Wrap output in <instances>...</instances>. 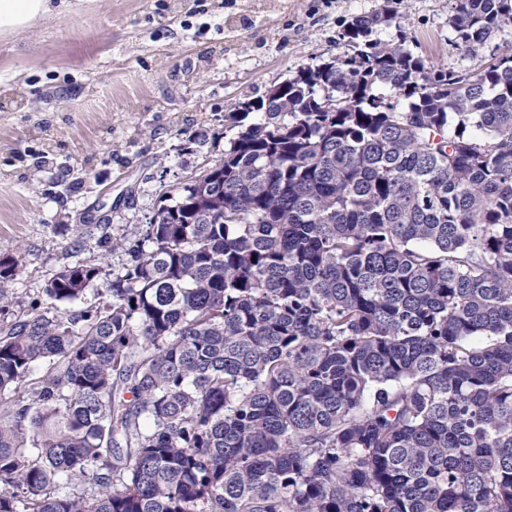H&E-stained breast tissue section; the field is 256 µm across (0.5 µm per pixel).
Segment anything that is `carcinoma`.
I'll use <instances>...</instances> for the list:
<instances>
[{
    "label": "carcinoma",
    "instance_id": "1",
    "mask_svg": "<svg viewBox=\"0 0 512 512\" xmlns=\"http://www.w3.org/2000/svg\"><path fill=\"white\" fill-rule=\"evenodd\" d=\"M392 18L224 113L109 297L65 265L9 318L0 259V512H512V54ZM511 24L452 4L471 55ZM452 0H392L390 7L395 15L390 28L379 32L378 37L388 41L396 28L405 30L413 42L408 47L427 58L431 66L470 70L477 68L496 55L512 52V26L505 27L491 42L489 48L477 56H469L456 45V38L449 25ZM497 47V51H495Z\"/></svg>",
    "mask_w": 512,
    "mask_h": 512
}]
</instances>
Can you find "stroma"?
<instances>
[{
	"label": "stroma",
	"instance_id": "obj_1",
	"mask_svg": "<svg viewBox=\"0 0 512 512\" xmlns=\"http://www.w3.org/2000/svg\"><path fill=\"white\" fill-rule=\"evenodd\" d=\"M0 40V256L22 315L67 264L125 262L112 241L224 152V115L304 67L348 54L339 34L382 0H73ZM452 0H392L431 66L490 58L456 45Z\"/></svg>",
	"mask_w": 512,
	"mask_h": 512
}]
</instances>
